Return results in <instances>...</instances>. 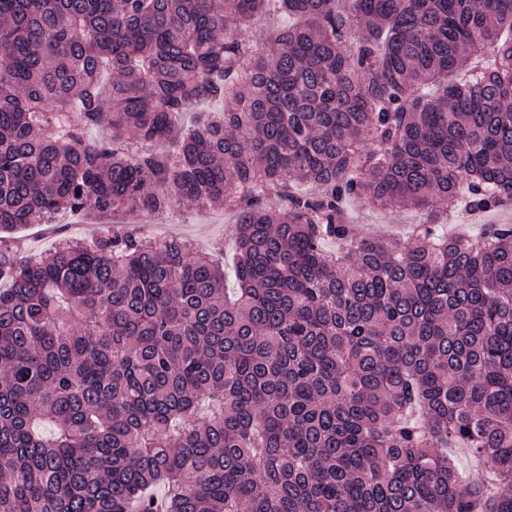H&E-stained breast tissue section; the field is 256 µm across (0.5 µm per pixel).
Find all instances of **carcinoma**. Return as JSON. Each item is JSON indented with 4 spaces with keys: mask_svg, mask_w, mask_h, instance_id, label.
Instances as JSON below:
<instances>
[{
    "mask_svg": "<svg viewBox=\"0 0 512 512\" xmlns=\"http://www.w3.org/2000/svg\"><path fill=\"white\" fill-rule=\"evenodd\" d=\"M269 2L0 0V512H512V224L436 232L512 205V0ZM184 204L234 294L129 220L15 245ZM348 210L354 221L356 231L365 237H403L409 223L415 217L412 212L398 206L388 210L373 209L368 204L351 202ZM181 223H168L155 220L146 224L138 216L135 221L140 230L147 235L176 237L192 243L196 248L213 253L219 264L225 260V287L235 288L234 276L230 267V258L234 248L232 230L234 219L221 209L200 210L193 205H183L178 209ZM214 249L217 251L215 252ZM223 249L224 253L219 252ZM62 224L60 226H66L63 228L65 233H73V235L83 242H90L94 240L100 233L104 223H109V218H87L65 215L60 218ZM92 222V224L87 223ZM54 236H48L40 232V228L29 226L21 232L20 247L26 252H46L54 245Z\"/></svg>",
    "mask_w": 512,
    "mask_h": 512,
    "instance_id": "obj_1",
    "label": "carcinoma"
}]
</instances>
